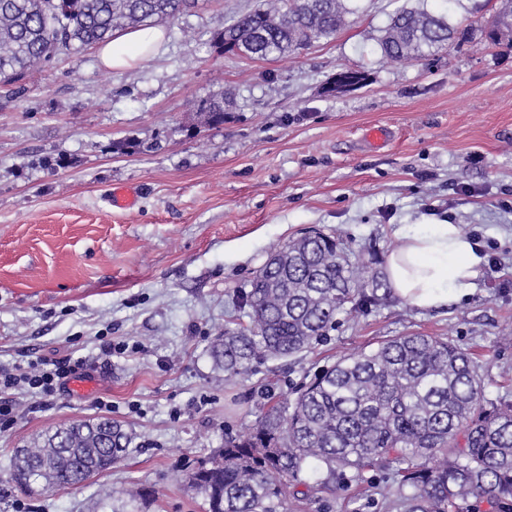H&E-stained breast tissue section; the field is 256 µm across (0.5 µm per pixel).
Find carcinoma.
Instances as JSON below:
<instances>
[{"mask_svg":"<svg viewBox=\"0 0 512 512\" xmlns=\"http://www.w3.org/2000/svg\"><path fill=\"white\" fill-rule=\"evenodd\" d=\"M198 0H0V84L13 86L55 57L115 34L173 23ZM357 11L348 0H256L213 36L222 53L257 60L300 54L333 39ZM512 37V0L492 16ZM444 12L397 9L377 40L392 62L425 60L455 42ZM201 122L224 124V92L199 104ZM237 294L249 324L224 327L210 355L227 380L325 339L341 314H369L390 296L382 260L319 232L291 239ZM132 438L111 419L80 420L42 434L10 460L28 495L84 484L118 463ZM384 470L378 494L402 512H512V400L484 394L474 353L411 333L343 354L293 399L275 400L185 481L206 512H325L336 478Z\"/></svg>","mask_w":512,"mask_h":512,"instance_id":"1","label":"carcinoma"}]
</instances>
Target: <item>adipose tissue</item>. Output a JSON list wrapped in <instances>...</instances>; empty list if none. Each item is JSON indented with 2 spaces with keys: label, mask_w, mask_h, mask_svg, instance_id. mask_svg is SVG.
I'll use <instances>...</instances> for the list:
<instances>
[{
  "label": "adipose tissue",
  "mask_w": 512,
  "mask_h": 512,
  "mask_svg": "<svg viewBox=\"0 0 512 512\" xmlns=\"http://www.w3.org/2000/svg\"><path fill=\"white\" fill-rule=\"evenodd\" d=\"M164 37L159 26L128 31L100 46L99 57L112 70L124 71L157 54ZM395 234L400 245L387 258V276L396 296L431 311L470 295L485 256L459 225L402 224Z\"/></svg>",
  "instance_id": "obj_1"
}]
</instances>
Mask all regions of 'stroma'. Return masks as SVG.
<instances>
[{"label":"stroma","mask_w":512,"mask_h":512,"mask_svg":"<svg viewBox=\"0 0 512 512\" xmlns=\"http://www.w3.org/2000/svg\"><path fill=\"white\" fill-rule=\"evenodd\" d=\"M255 0H204L166 26L157 55L125 71L96 49L61 55L9 95L0 86V365L71 360L50 395L24 386L0 425V512H204L188 467L291 396L336 357L407 332L476 353L487 397L512 399V46L488 44L499 0H450L468 30L453 50L392 63L377 49L400 5L357 0L330 41L274 61L220 53L210 39ZM343 67L366 83L324 87ZM224 92L223 125L198 105ZM387 129L385 143L366 138ZM137 201L112 208L114 188ZM460 225L489 262L472 294L419 310L399 297L342 320L296 359L271 360L225 384L209 356L236 291L270 252L310 230L389 254L400 224ZM117 347L104 356L107 344ZM109 417L133 435L127 455L90 485L27 498L8 481L12 451L75 419ZM381 472L337 483L330 512H389ZM144 488L133 499L131 486Z\"/></svg>","instance_id":"obj_1"}]
</instances>
